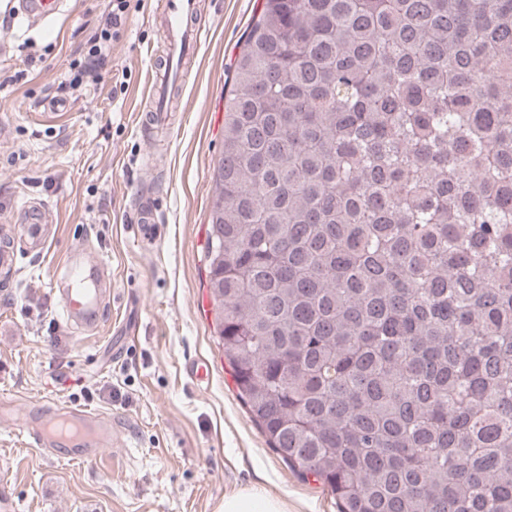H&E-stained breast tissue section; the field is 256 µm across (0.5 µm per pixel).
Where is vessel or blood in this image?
<instances>
[{
	"label": "vessel or blood",
	"instance_id": "obj_1",
	"mask_svg": "<svg viewBox=\"0 0 512 512\" xmlns=\"http://www.w3.org/2000/svg\"><path fill=\"white\" fill-rule=\"evenodd\" d=\"M61 7L62 0H19L22 15L44 21L55 20ZM198 13V0H163L166 59L154 69L155 79L150 85L149 106L142 128H162L169 123V91L173 85L187 81V63L195 56L209 30ZM59 272L66 323L80 331L97 328L104 307L106 266L85 261L78 250L73 249L61 262ZM39 409L42 418L35 421L28 432L33 447L54 451L58 439L78 435V425L82 422L93 424L94 430L84 447L78 449V458H96L104 447L117 439L111 420L99 413L65 406L51 398L44 399Z\"/></svg>",
	"mask_w": 512,
	"mask_h": 512
}]
</instances>
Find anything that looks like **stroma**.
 I'll use <instances>...</instances> for the list:
<instances>
[{
	"label": "stroma",
	"instance_id": "1",
	"mask_svg": "<svg viewBox=\"0 0 512 512\" xmlns=\"http://www.w3.org/2000/svg\"><path fill=\"white\" fill-rule=\"evenodd\" d=\"M263 0H204L210 34L175 88L173 126L139 129L153 58L165 44L159 0H131L109 73L54 95L108 0H64L57 22L11 18L0 0V230L20 235L26 205L42 202L48 245L0 273V499L12 512H223L242 488L288 512H337L336 498L273 452L249 419L214 332L203 246L224 150V102L233 63ZM54 44L26 68L19 46ZM21 81L13 76L19 70ZM154 203L161 235L137 244L136 203ZM112 273L100 326L77 333L60 316L56 265L71 246ZM209 367L199 381L196 363ZM53 395L112 420L120 437L92 461L71 447L28 446L19 422Z\"/></svg>",
	"mask_w": 512,
	"mask_h": 512
}]
</instances>
